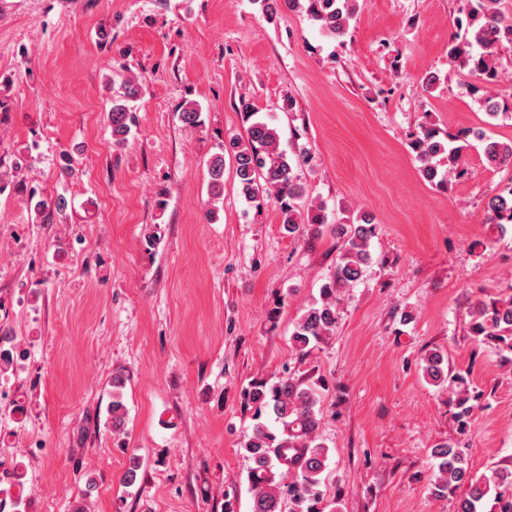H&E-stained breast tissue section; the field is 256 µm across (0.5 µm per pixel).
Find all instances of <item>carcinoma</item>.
I'll use <instances>...</instances> for the list:
<instances>
[{
	"instance_id": "obj_1",
	"label": "carcinoma",
	"mask_w": 512,
	"mask_h": 512,
	"mask_svg": "<svg viewBox=\"0 0 512 512\" xmlns=\"http://www.w3.org/2000/svg\"><path fill=\"white\" fill-rule=\"evenodd\" d=\"M304 2L307 16L319 23L332 38L344 36L356 12L357 0H261L269 14L282 6L294 8ZM494 0H467L464 17L457 18V30L448 41V60L473 76L476 93L487 92L502 79L497 49L512 45V17L498 13ZM140 94L139 85L124 80L113 91L112 108L107 114L112 141L126 142L134 126L131 103ZM489 115L506 116L512 110L511 97H485ZM237 109L245 122L244 140H233L207 161L210 198L219 200L224 193V156H229L241 195L250 202L273 193L280 201L284 230L294 235L311 226L326 223L320 206L302 209L304 194L298 171L311 165L313 156L299 153L290 159L279 150L277 128L264 119L255 118L253 103L239 98ZM178 119L188 130L202 126V112L194 103H185ZM484 140L475 131L443 133L434 125L422 127L411 141V148L420 162L419 172L428 183L446 188L451 178L466 173L464 152L470 139ZM483 156L487 167L512 166V141L485 140ZM28 203L37 217L47 220L68 207L66 197L46 198L29 190ZM488 230L500 234L512 226V185L505 187L487 202ZM374 234L373 219L365 215L361 223L339 225L336 235L343 245L333 276L320 288V298L307 306L297 319L290 340L295 363L304 364L320 344L333 336L339 319V291L357 282L371 260L370 239ZM468 332L474 341L495 349L501 366L512 371V296L478 300L469 313ZM423 379L430 385L448 392V401L455 409L454 418L459 432H464L475 409L479 395L471 389L467 375L453 371L448 356L441 350L425 351L419 361ZM125 378L112 377V400L108 413L112 431L124 429L127 406L123 389ZM321 381L309 380L306 372L285 367L273 381L251 384L245 399L254 409L255 425L243 443L249 461L247 480L252 493V512H341V494L332 497L323 490L329 458V448L322 441L320 391ZM435 469L433 490L455 499V512H512V467H499L489 475L471 474L460 445L454 441L439 443L431 449ZM23 473H11L6 487H0V508L6 503L22 502L14 490L23 486Z\"/></svg>"
}]
</instances>
